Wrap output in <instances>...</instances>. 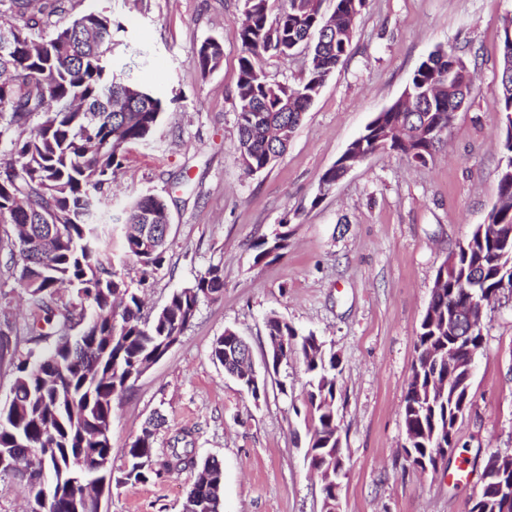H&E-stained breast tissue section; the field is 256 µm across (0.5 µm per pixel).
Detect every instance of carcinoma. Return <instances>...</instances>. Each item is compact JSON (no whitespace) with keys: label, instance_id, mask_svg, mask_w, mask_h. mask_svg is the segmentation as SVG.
Instances as JSON below:
<instances>
[{"label":"carcinoma","instance_id":"carcinoma-1","mask_svg":"<svg viewBox=\"0 0 512 512\" xmlns=\"http://www.w3.org/2000/svg\"><path fill=\"white\" fill-rule=\"evenodd\" d=\"M336 0L325 16L323 0H288L271 15L269 0H243L245 21L238 32L242 55L237 82L239 158L246 171L260 174L288 149L304 114L352 44L357 16L352 2ZM121 29L104 9L85 0H0V224H11L17 249V280L30 295L42 320L34 340L55 337L39 355L18 359L11 404L0 409V451L32 452L34 475L26 480L29 497L39 506L43 493L36 476L55 475L47 486L51 512H100L91 484L96 461L107 462L117 485L148 482L154 468V431L132 438L119 468L112 465V401L130 390L141 364L178 340L199 305L218 298L224 273L215 266L172 293L149 316L142 301L117 270L129 259L152 270L164 262L170 225L166 200L144 195L121 210L118 220L137 225L124 233L123 254L112 250V224L102 220L112 203V175L127 147L147 140L165 111L163 100L130 71L112 64L113 32ZM308 51L305 79L298 85L275 82L265 69L266 56L287 57ZM224 46L203 41L194 62L206 74L216 69ZM464 63L453 50L438 49L415 70L408 91L378 113L352 144V152L372 156L395 152L426 164L450 127L448 105L469 98L473 84L460 91L435 81L432 71ZM501 110L512 102V56H502ZM499 224L494 238L474 227L457 251L439 268L445 285L435 289L428 308L448 316V298L468 290L479 300L512 291V159L498 175ZM288 223L271 237L253 243L260 262L288 247ZM267 341L293 339L284 360L300 358L309 375L306 412L314 421L308 444L328 465L336 461V353L312 332L301 334L288 321L266 318ZM233 335L226 329L211 346V358L224 368L235 365ZM455 346L448 332L421 321L416 360L425 388L434 375L450 372L425 363L432 349ZM471 379L460 374L443 399L425 398L416 406L404 401L406 432H415L414 454L425 456L437 439L456 432L462 405L470 403ZM197 468L190 489L201 501L196 512H220L224 469L214 458L200 462L177 452L163 462L168 471Z\"/></svg>","mask_w":512,"mask_h":512}]
</instances>
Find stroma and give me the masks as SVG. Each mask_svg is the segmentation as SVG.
Segmentation results:
<instances>
[{"label": "stroma", "mask_w": 512, "mask_h": 512, "mask_svg": "<svg viewBox=\"0 0 512 512\" xmlns=\"http://www.w3.org/2000/svg\"><path fill=\"white\" fill-rule=\"evenodd\" d=\"M121 31L113 60L166 101L151 139L128 147L113 177L130 202L163 196L171 224L161 269L120 270L147 308L210 266L224 294L202 302L179 341L113 403L112 463L153 414L158 460L178 447L224 466L222 512H321L320 484L306 449L313 426L301 416L308 376L302 361L267 377L252 399L211 359V344L233 329L255 363L267 349L264 320L276 314L314 333L341 360L336 404L344 444L341 512H470L483 461L512 455V295L486 307L471 405L457 424L447 468L423 473L404 445V396L415 342L438 267L497 198L503 26L512 0H366L349 54L327 79L287 150L262 174L239 160L236 125L243 0H97ZM215 38L221 65L201 74L194 48ZM438 48L468 64L473 92L443 143L420 165L393 153L355 166L327 194L319 180L373 117L403 93ZM291 236L278 258L255 262L254 242L279 224ZM35 307L0 249V405L15 364L32 346ZM286 392H279V384ZM196 471L186 466L147 483L111 486L101 512H181Z\"/></svg>", "instance_id": "stroma-1"}]
</instances>
